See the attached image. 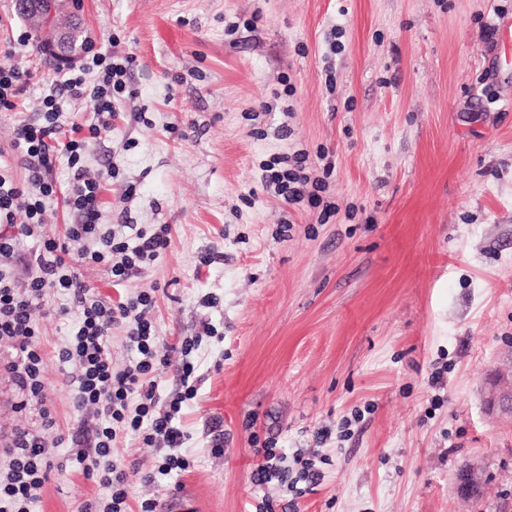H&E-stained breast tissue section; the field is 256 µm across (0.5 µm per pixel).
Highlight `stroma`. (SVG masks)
<instances>
[{
    "mask_svg": "<svg viewBox=\"0 0 512 512\" xmlns=\"http://www.w3.org/2000/svg\"><path fill=\"white\" fill-rule=\"evenodd\" d=\"M79 14L97 49L133 59L84 159L118 167L104 221L170 227L122 284L102 266L82 277L115 301L153 292L161 342L199 343L197 394L175 416L189 468L159 475L167 447L116 443L132 512L148 498L158 512H512V415L487 404L512 376V69L496 64L512 0H79ZM26 27L0 0V57L33 75L0 112L18 180L15 123L61 74L15 46ZM300 149L329 219L264 186V164ZM70 325L39 320L46 442L66 468L33 512L105 494L70 460L69 431L99 424L57 359ZM266 447L296 488L254 483Z\"/></svg>",
    "mask_w": 512,
    "mask_h": 512,
    "instance_id": "stroma-1",
    "label": "stroma"
}]
</instances>
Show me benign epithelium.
<instances>
[{
	"instance_id": "7a95c632",
	"label": "benign epithelium",
	"mask_w": 512,
	"mask_h": 512,
	"mask_svg": "<svg viewBox=\"0 0 512 512\" xmlns=\"http://www.w3.org/2000/svg\"><path fill=\"white\" fill-rule=\"evenodd\" d=\"M20 10L45 34L46 49L61 66L77 64L80 56L71 48L74 32L69 27L68 17L72 14L69 0H20Z\"/></svg>"
}]
</instances>
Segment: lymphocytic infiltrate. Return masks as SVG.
I'll list each match as a JSON object with an SVG mask.
<instances>
[{
	"label": "lymphocytic infiltrate",
	"mask_w": 512,
	"mask_h": 512,
	"mask_svg": "<svg viewBox=\"0 0 512 512\" xmlns=\"http://www.w3.org/2000/svg\"><path fill=\"white\" fill-rule=\"evenodd\" d=\"M94 68L99 82L90 87L85 76ZM126 73L125 63L114 61L111 53L89 52L83 66L64 73L37 111L17 123L11 148L20 157L24 179L0 170V342L11 351L6 369L18 393L16 407L30 418L12 431L9 447L0 452V512H30L59 468L45 442L57 420L48 405L47 361L38 344L41 316L72 318L57 358L75 367L69 381L75 407L94 410L102 418L92 438L75 442L74 456L84 475L96 478L109 495L84 502L82 512H128V476L113 457L118 434L138 432L144 444L160 440L174 450L184 440L175 422L180 403L163 407L156 397L155 376L169 367L170 356L149 316L153 296L142 291L115 303L94 295L79 272L84 265H101L119 284L157 260L168 244L165 224L150 233L139 228L129 233L123 225L104 223L100 195L117 167L108 159L92 174L83 162L90 144L112 126L114 101L126 88ZM83 98L90 102L93 121L85 128L73 126L63 142L70 177L60 186L51 177L55 158L50 144L61 133L62 100ZM307 160L306 152L297 151L282 158L280 167L268 169V187L288 204L304 200ZM58 197L76 217L60 240L43 232L46 204ZM22 237L38 242L23 287L16 281ZM73 242L81 245L74 254L69 251ZM118 327L125 330L127 348L138 355L122 369L114 367L109 349Z\"/></svg>",
	"instance_id": "f902f5d3"
}]
</instances>
